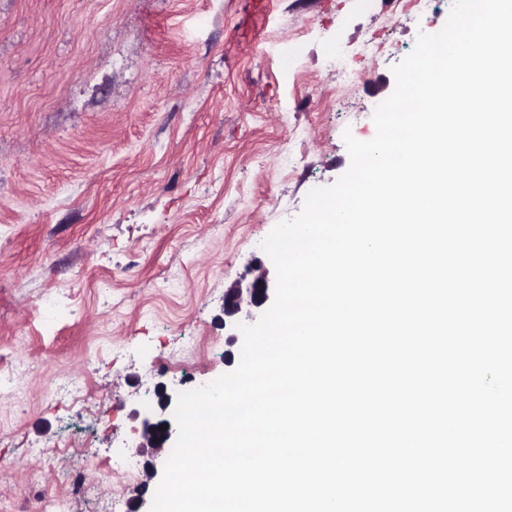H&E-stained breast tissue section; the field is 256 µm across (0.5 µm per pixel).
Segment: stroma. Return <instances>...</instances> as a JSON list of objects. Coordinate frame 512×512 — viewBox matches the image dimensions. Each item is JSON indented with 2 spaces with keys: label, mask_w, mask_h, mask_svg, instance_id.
I'll return each instance as SVG.
<instances>
[{
  "label": "stroma",
  "mask_w": 512,
  "mask_h": 512,
  "mask_svg": "<svg viewBox=\"0 0 512 512\" xmlns=\"http://www.w3.org/2000/svg\"><path fill=\"white\" fill-rule=\"evenodd\" d=\"M266 2L0 0V512L88 460L152 503L159 477L121 474L134 411L237 367L225 289L273 269L263 240L348 170L344 131L374 137L393 66L454 0ZM83 373L99 399L45 396ZM80 430L88 460L35 455Z\"/></svg>",
  "instance_id": "obj_1"
}]
</instances>
